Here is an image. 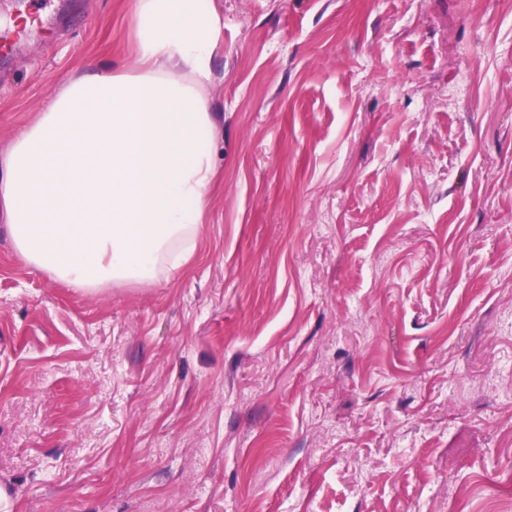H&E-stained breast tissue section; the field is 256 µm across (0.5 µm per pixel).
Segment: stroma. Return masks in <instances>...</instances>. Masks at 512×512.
Segmentation results:
<instances>
[{
  "instance_id": "obj_1",
  "label": "stroma",
  "mask_w": 512,
  "mask_h": 512,
  "mask_svg": "<svg viewBox=\"0 0 512 512\" xmlns=\"http://www.w3.org/2000/svg\"><path fill=\"white\" fill-rule=\"evenodd\" d=\"M218 186L190 263L71 288L0 224L15 512H512V8L217 0ZM41 12L0 153L128 65L134 0Z\"/></svg>"
}]
</instances>
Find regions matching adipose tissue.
<instances>
[{"instance_id":"1","label":"adipose tissue","mask_w":512,"mask_h":512,"mask_svg":"<svg viewBox=\"0 0 512 512\" xmlns=\"http://www.w3.org/2000/svg\"><path fill=\"white\" fill-rule=\"evenodd\" d=\"M129 68L63 80L0 155V223L54 279L93 290L187 264L207 221L219 116L216 0H135Z\"/></svg>"}]
</instances>
